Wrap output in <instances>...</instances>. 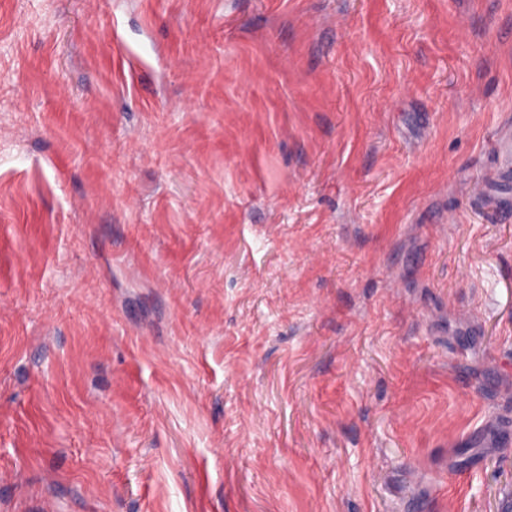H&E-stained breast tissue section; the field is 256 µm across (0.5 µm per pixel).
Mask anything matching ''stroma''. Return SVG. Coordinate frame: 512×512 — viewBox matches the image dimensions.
Wrapping results in <instances>:
<instances>
[{
	"mask_svg": "<svg viewBox=\"0 0 512 512\" xmlns=\"http://www.w3.org/2000/svg\"><path fill=\"white\" fill-rule=\"evenodd\" d=\"M512 0H0V512H503Z\"/></svg>",
	"mask_w": 512,
	"mask_h": 512,
	"instance_id": "obj_1",
	"label": "stroma"
}]
</instances>
